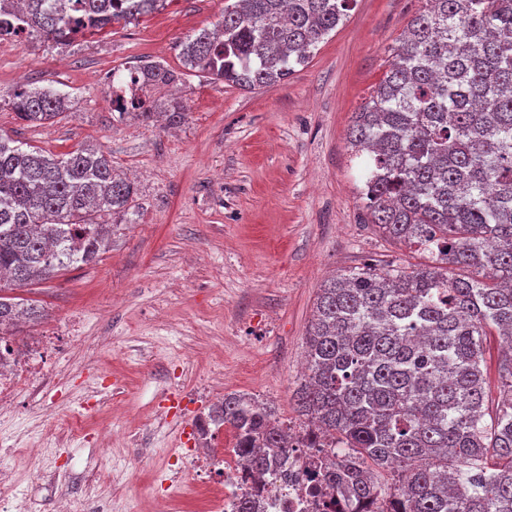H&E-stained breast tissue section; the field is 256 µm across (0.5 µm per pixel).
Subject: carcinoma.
Instances as JSON below:
<instances>
[{"label": "carcinoma", "instance_id": "1", "mask_svg": "<svg viewBox=\"0 0 512 512\" xmlns=\"http://www.w3.org/2000/svg\"><path fill=\"white\" fill-rule=\"evenodd\" d=\"M353 0H236L213 29L181 44L183 64L210 80L270 88L308 62ZM164 0H0L30 38L68 44L137 21ZM152 90L174 83L161 64L129 71ZM68 97L16 93L29 124L54 121ZM364 162L371 223L435 263L352 270L319 290L306 336L307 381L295 393L307 441L342 452L323 480L377 512H512V0H425L389 69L348 133ZM135 188L107 153L53 154L0 133V335L43 311L11 295L94 262L106 221L129 213ZM508 342L486 421L484 342ZM236 430L262 477L299 444L275 411L244 393L206 414ZM395 468L383 487L372 470Z\"/></svg>", "mask_w": 512, "mask_h": 512}]
</instances>
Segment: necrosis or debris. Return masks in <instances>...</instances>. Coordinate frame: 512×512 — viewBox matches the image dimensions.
Wrapping results in <instances>:
<instances>
[{"instance_id":"obj_1","label":"necrosis or debris","mask_w":512,"mask_h":512,"mask_svg":"<svg viewBox=\"0 0 512 512\" xmlns=\"http://www.w3.org/2000/svg\"><path fill=\"white\" fill-rule=\"evenodd\" d=\"M63 343L55 335L29 337L24 347L11 341L0 343V413L14 411L21 398L36 400L40 379L53 377L51 356ZM223 426L210 427L208 443L200 447L186 472L191 481L214 478L218 491L203 501V512H237L243 498H254L263 512H319L314 490L329 494L322 480V469L331 453L326 448H297L290 453L287 466L268 473L265 481L254 482L250 464L236 445L214 452L209 444L223 440Z\"/></svg>"}]
</instances>
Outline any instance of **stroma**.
Wrapping results in <instances>:
<instances>
[{"instance_id":"stroma-1","label":"stroma","mask_w":512,"mask_h":512,"mask_svg":"<svg viewBox=\"0 0 512 512\" xmlns=\"http://www.w3.org/2000/svg\"><path fill=\"white\" fill-rule=\"evenodd\" d=\"M234 2L167 0L148 17L66 47L23 36L0 43V133L55 154L101 146L136 189L128 222L95 262L18 291L45 310L18 341L82 320L79 340L63 350L76 371L45 395L80 435L44 440L42 411L24 403L0 415L17 492L41 512H54L57 484L83 487L102 431L112 434L99 457L112 474V512H140L161 494L171 512H195L196 486L181 477L183 444L215 394H250L301 424L295 392L323 281L433 261L370 224L348 143L355 112L423 0H356L307 64L255 89L200 78L180 57L181 42L213 28ZM142 61L175 72L172 91L154 97L176 95L182 123L114 114L113 72ZM29 87L65 93V116L20 121L12 99ZM30 446L43 448L54 481L27 482L22 451Z\"/></svg>"}]
</instances>
